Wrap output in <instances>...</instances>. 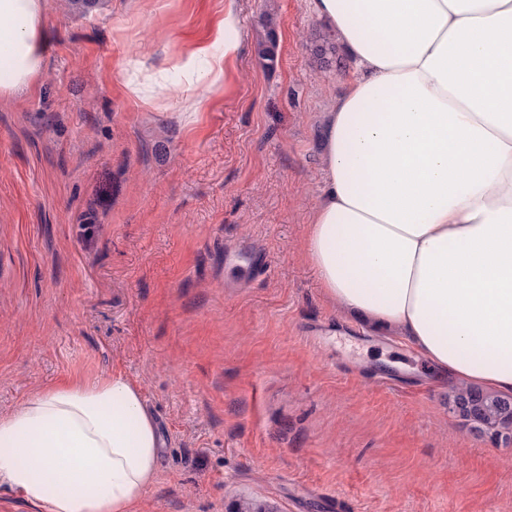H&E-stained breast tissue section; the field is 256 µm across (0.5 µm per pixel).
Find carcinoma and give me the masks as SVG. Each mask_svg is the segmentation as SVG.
<instances>
[{
    "label": "carcinoma",
    "mask_w": 512,
    "mask_h": 512,
    "mask_svg": "<svg viewBox=\"0 0 512 512\" xmlns=\"http://www.w3.org/2000/svg\"><path fill=\"white\" fill-rule=\"evenodd\" d=\"M454 414L470 429L501 437L499 428L512 421V397L488 393L478 388L459 389L448 400Z\"/></svg>",
    "instance_id": "cac0c4a2"
}]
</instances>
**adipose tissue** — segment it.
Wrapping results in <instances>:
<instances>
[{
	"mask_svg": "<svg viewBox=\"0 0 512 512\" xmlns=\"http://www.w3.org/2000/svg\"><path fill=\"white\" fill-rule=\"evenodd\" d=\"M355 68L325 115L304 256L347 316L457 385L512 396V0H310ZM45 0H0V97L43 73ZM163 441L123 374L0 415V488L135 512Z\"/></svg>",
	"mask_w": 512,
	"mask_h": 512,
	"instance_id": "adipose-tissue-1",
	"label": "adipose tissue"
}]
</instances>
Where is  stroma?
Instances as JSON below:
<instances>
[{"mask_svg": "<svg viewBox=\"0 0 512 512\" xmlns=\"http://www.w3.org/2000/svg\"><path fill=\"white\" fill-rule=\"evenodd\" d=\"M64 3L41 78L0 98V414L123 373L165 441L137 512H512V442L305 262L353 72L309 0H237L216 84L224 0ZM145 65L163 94L130 93ZM236 0H226L224 4V62L235 55L240 42L237 35Z\"/></svg>", "mask_w": 512, "mask_h": 512, "instance_id": "obj_1", "label": "stroma"}]
</instances>
